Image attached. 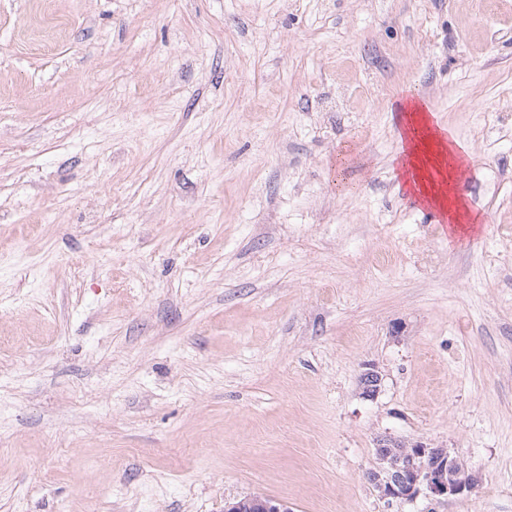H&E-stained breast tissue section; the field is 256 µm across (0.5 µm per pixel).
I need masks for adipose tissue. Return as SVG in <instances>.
Instances as JSON below:
<instances>
[{
  "label": "adipose tissue",
  "mask_w": 512,
  "mask_h": 512,
  "mask_svg": "<svg viewBox=\"0 0 512 512\" xmlns=\"http://www.w3.org/2000/svg\"><path fill=\"white\" fill-rule=\"evenodd\" d=\"M425 102L408 100L397 106L395 119L400 159L394 162L396 178L419 201L440 209L453 229L468 230L475 220L466 204L448 190V180L461 167L458 143L432 122Z\"/></svg>",
  "instance_id": "1"
}]
</instances>
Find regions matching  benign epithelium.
<instances>
[{"mask_svg": "<svg viewBox=\"0 0 512 512\" xmlns=\"http://www.w3.org/2000/svg\"><path fill=\"white\" fill-rule=\"evenodd\" d=\"M362 395L374 397L381 385L380 374L367 367L360 376ZM368 480L382 499L414 501L426 498L470 495L476 480L459 458L446 448H433L422 442L381 438L377 443V467ZM224 512H288L281 502L261 495L228 502Z\"/></svg>", "mask_w": 512, "mask_h": 512, "instance_id": "1", "label": "benign epithelium"}]
</instances>
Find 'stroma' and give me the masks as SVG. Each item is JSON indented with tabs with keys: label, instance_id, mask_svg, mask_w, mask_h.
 <instances>
[{
	"label": "stroma",
	"instance_id": "obj_1",
	"mask_svg": "<svg viewBox=\"0 0 512 512\" xmlns=\"http://www.w3.org/2000/svg\"><path fill=\"white\" fill-rule=\"evenodd\" d=\"M405 88L473 232L396 187ZM501 128L512 0H0V512H512ZM384 437L476 491L381 499ZM281 502L261 495H250L246 498L227 502L224 512H288Z\"/></svg>",
	"mask_w": 512,
	"mask_h": 512
}]
</instances>
